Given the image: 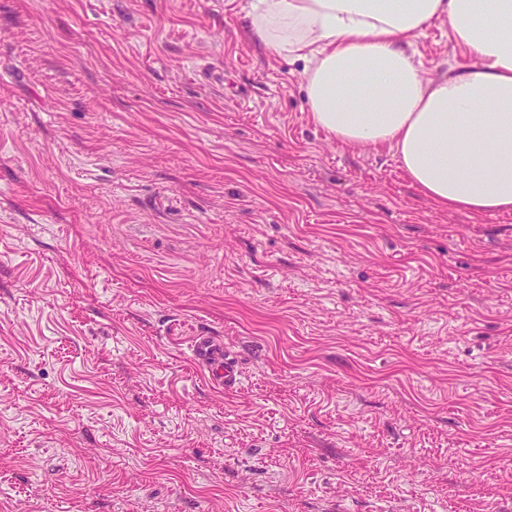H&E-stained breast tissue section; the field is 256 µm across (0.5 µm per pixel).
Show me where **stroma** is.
Wrapping results in <instances>:
<instances>
[{"label": "stroma", "mask_w": 512, "mask_h": 512, "mask_svg": "<svg viewBox=\"0 0 512 512\" xmlns=\"http://www.w3.org/2000/svg\"><path fill=\"white\" fill-rule=\"evenodd\" d=\"M254 2L0 0V512H512V213L314 125ZM194 351L196 359L206 366L214 383L225 390L234 389L239 385L240 377L236 366L225 360L206 339L198 341Z\"/></svg>", "instance_id": "35a3bbf8"}]
</instances>
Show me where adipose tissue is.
Wrapping results in <instances>:
<instances>
[{"label": "adipose tissue", "mask_w": 512, "mask_h": 512, "mask_svg": "<svg viewBox=\"0 0 512 512\" xmlns=\"http://www.w3.org/2000/svg\"><path fill=\"white\" fill-rule=\"evenodd\" d=\"M252 41L304 61L314 124L347 145L395 148L433 204L512 211V0H260ZM467 61L425 78L408 53L433 21Z\"/></svg>", "instance_id": "1"}]
</instances>
